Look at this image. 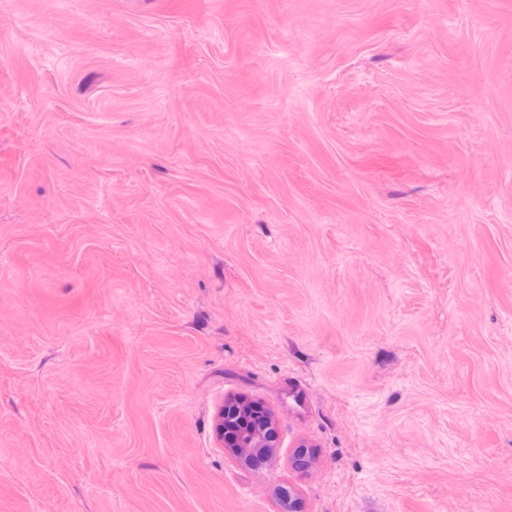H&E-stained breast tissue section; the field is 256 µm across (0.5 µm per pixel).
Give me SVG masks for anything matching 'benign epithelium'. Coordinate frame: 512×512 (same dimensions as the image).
I'll use <instances>...</instances> for the list:
<instances>
[{"label":"benign epithelium","mask_w":512,"mask_h":512,"mask_svg":"<svg viewBox=\"0 0 512 512\" xmlns=\"http://www.w3.org/2000/svg\"><path fill=\"white\" fill-rule=\"evenodd\" d=\"M216 433L226 452L253 468L265 465L279 445L274 415L245 397L231 398L222 405Z\"/></svg>","instance_id":"7a95c632"}]
</instances>
